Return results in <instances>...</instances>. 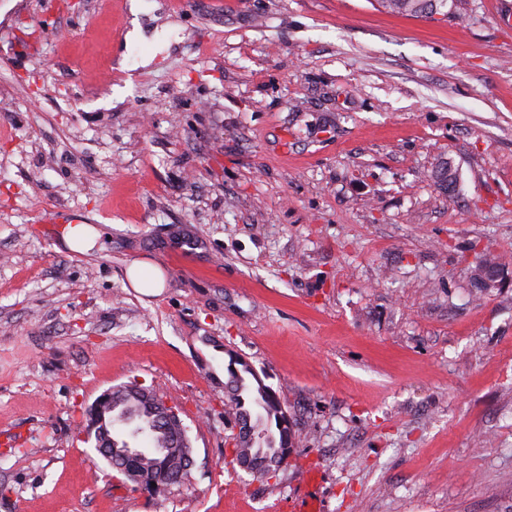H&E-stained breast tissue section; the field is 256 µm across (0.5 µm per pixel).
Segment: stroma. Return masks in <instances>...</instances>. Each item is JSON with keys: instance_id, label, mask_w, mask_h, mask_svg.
Here are the masks:
<instances>
[{"instance_id": "1", "label": "stroma", "mask_w": 512, "mask_h": 512, "mask_svg": "<svg viewBox=\"0 0 512 512\" xmlns=\"http://www.w3.org/2000/svg\"><path fill=\"white\" fill-rule=\"evenodd\" d=\"M0 0V512H503L512 500V25L378 0ZM457 176L456 188L444 180ZM102 231L89 252L42 221ZM504 267L473 284L480 257ZM135 261L160 293L132 288ZM300 440L233 462L229 356ZM139 382L189 486L134 489L86 408ZM390 12L407 16H448L449 0H379ZM446 9V10H445Z\"/></svg>"}]
</instances>
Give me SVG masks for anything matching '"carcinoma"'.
I'll return each instance as SVG.
<instances>
[{
    "label": "carcinoma",
    "instance_id": "obj_1",
    "mask_svg": "<svg viewBox=\"0 0 512 512\" xmlns=\"http://www.w3.org/2000/svg\"><path fill=\"white\" fill-rule=\"evenodd\" d=\"M389 11L407 16L448 15L457 0H379ZM230 371L224 413L234 416L239 433L231 438L237 465L256 479L269 481L279 476L286 455L299 437L295 423L285 418L284 403L253 368L237 360ZM165 396L153 388L129 382L112 387V415L98 425L101 435L112 438V455L130 447L125 428L131 424L149 431L153 448L160 456L127 457L116 473L122 480L142 485L153 495H164L185 485L190 473L189 455L194 453L188 427L180 414L165 413Z\"/></svg>",
    "mask_w": 512,
    "mask_h": 512
}]
</instances>
